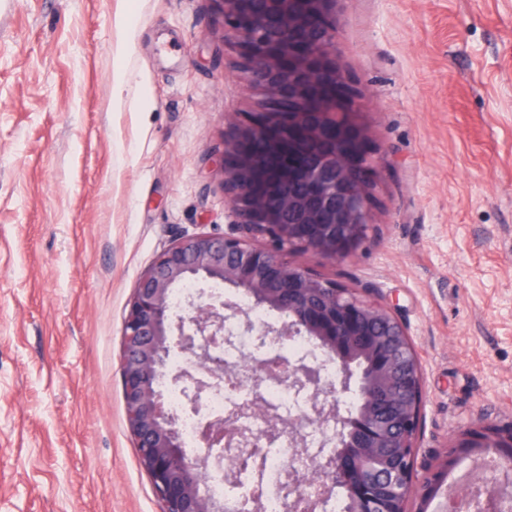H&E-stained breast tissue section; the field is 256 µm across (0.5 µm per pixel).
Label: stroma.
<instances>
[{
    "label": "stroma",
    "mask_w": 512,
    "mask_h": 512,
    "mask_svg": "<svg viewBox=\"0 0 512 512\" xmlns=\"http://www.w3.org/2000/svg\"><path fill=\"white\" fill-rule=\"evenodd\" d=\"M378 161L368 286L423 374L416 469L512 425V0H338ZM212 0H0V512H159L126 428V305L233 220L216 164L257 100ZM123 69L121 91L113 89Z\"/></svg>",
    "instance_id": "stroma-1"
}]
</instances>
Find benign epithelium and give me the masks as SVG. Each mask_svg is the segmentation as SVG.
I'll list each match as a JSON object with an SVG mask.
<instances>
[{
	"label": "benign epithelium",
	"instance_id": "obj_1",
	"mask_svg": "<svg viewBox=\"0 0 512 512\" xmlns=\"http://www.w3.org/2000/svg\"><path fill=\"white\" fill-rule=\"evenodd\" d=\"M237 47L236 67L260 90L258 110L231 122L221 159L224 198L234 216L231 231L183 237L158 253L142 272L126 306L120 362L127 431L140 467L150 478L160 512H217L200 491L199 464L183 451L176 419L157 390L172 347L200 359L198 369L174 376L187 380L190 409L220 380L207 349L224 342V315L238 314L227 299L208 302L195 316L173 319L171 290L186 279L222 281L268 308L288 313V322L265 336H346L360 320H374L385 336H406L390 308L366 296L344 303L339 316L314 318L301 289L341 296L346 285L288 261L310 252L343 261L366 244L373 224L377 169L362 119L363 105L347 77L336 45L338 0H212ZM264 141L275 165L267 169L268 191L256 188L262 171L250 144ZM261 238L262 246L253 244ZM413 448L420 418H389ZM459 448H492L495 463L512 471V429L483 426L464 433ZM450 455L429 471L425 512L458 464ZM369 475L352 477L354 496L371 489Z\"/></svg>",
	"mask_w": 512,
	"mask_h": 512
}]
</instances>
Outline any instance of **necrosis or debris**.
Here are the masks:
<instances>
[{
  "label": "necrosis or debris",
  "instance_id": "1",
  "mask_svg": "<svg viewBox=\"0 0 512 512\" xmlns=\"http://www.w3.org/2000/svg\"><path fill=\"white\" fill-rule=\"evenodd\" d=\"M250 331H241L237 318L224 320L234 331L233 342L210 347L223 376L197 410L185 403L186 386L163 387L184 447L204 462V492L224 512H341L343 501L332 488L325 459L336 444V372L324 366L317 384L299 382L284 364L318 359L317 348L302 336H271L257 349V334L268 325L266 314L243 305ZM223 419L230 447L222 456L210 453L204 441L208 424ZM476 475L453 480L448 488L455 512H469L474 495H481L487 512H504L512 505V476L494 473L488 461L474 466ZM307 478L304 499L294 494V480Z\"/></svg>",
  "mask_w": 512,
  "mask_h": 512
}]
</instances>
